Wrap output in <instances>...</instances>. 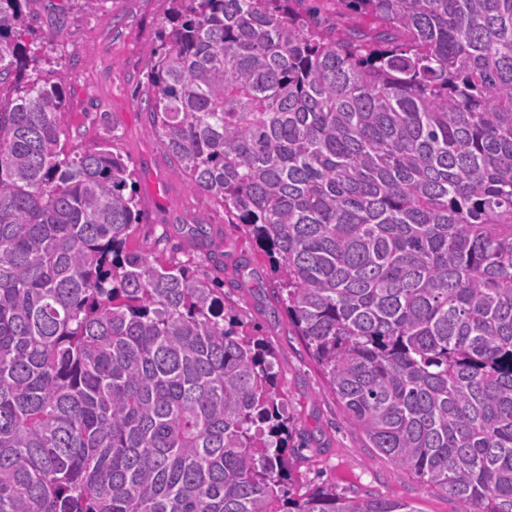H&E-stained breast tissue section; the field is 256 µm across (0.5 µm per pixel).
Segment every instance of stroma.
Instances as JSON below:
<instances>
[{
    "label": "stroma",
    "mask_w": 512,
    "mask_h": 512,
    "mask_svg": "<svg viewBox=\"0 0 512 512\" xmlns=\"http://www.w3.org/2000/svg\"><path fill=\"white\" fill-rule=\"evenodd\" d=\"M168 15L169 0H101L92 12L81 0H33L31 9L48 61L68 76L70 142L83 149L109 145L135 170L140 215L129 249L146 241L163 258L194 260L201 277L234 305L247 332L274 352L278 386L296 424L286 450L293 464L290 499L332 487L349 496L404 500L419 512H454L448 497L398 471L347 421L277 301L266 254L212 199L190 189L161 148L144 99L148 59ZM198 221L211 227L208 246L191 239L189 226Z\"/></svg>",
    "instance_id": "obj_1"
}]
</instances>
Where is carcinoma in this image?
<instances>
[{
  "mask_svg": "<svg viewBox=\"0 0 512 512\" xmlns=\"http://www.w3.org/2000/svg\"><path fill=\"white\" fill-rule=\"evenodd\" d=\"M0 0V512H281L274 354L130 251L134 171L65 139L63 68ZM152 129L267 251L350 422L512 512V0H170ZM290 512H417L323 488ZM306 5L310 8L317 21L321 22L322 27H336V5L330 0L308 1Z\"/></svg>",
  "mask_w": 512,
  "mask_h": 512,
  "instance_id": "1",
  "label": "carcinoma"
}]
</instances>
